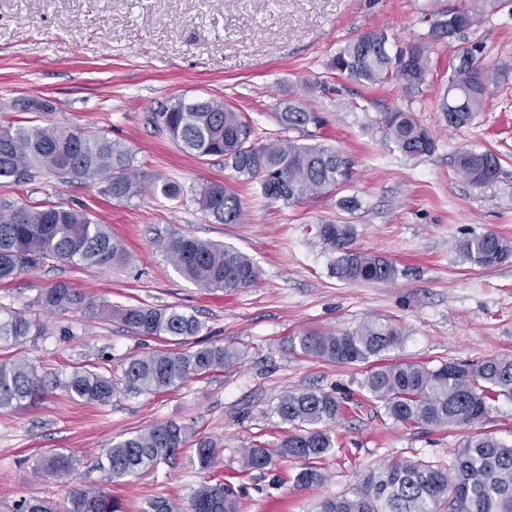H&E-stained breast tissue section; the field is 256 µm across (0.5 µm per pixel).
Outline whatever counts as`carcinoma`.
<instances>
[{
	"instance_id": "carcinoma-1",
	"label": "carcinoma",
	"mask_w": 512,
	"mask_h": 512,
	"mask_svg": "<svg viewBox=\"0 0 512 512\" xmlns=\"http://www.w3.org/2000/svg\"><path fill=\"white\" fill-rule=\"evenodd\" d=\"M476 9L448 11L433 27L430 38L460 36L469 29ZM429 43L419 42L391 52L388 36L366 30L340 48L329 68L360 83L376 85L388 80L408 93H418L427 81ZM492 69L482 63L476 50L465 49L448 79L440 106L448 126L470 124L483 110ZM23 112H49L47 100L21 98ZM282 135L259 137L247 117L213 97L177 99L152 116L181 149L196 158H224L237 177L257 182L264 197L286 203L300 202L333 190L344 189L354 178L353 160L319 143H305L292 133L313 139L325 125V117L303 102L290 98L276 113ZM385 137L409 158L431 155L436 140L413 113L402 109L387 112ZM454 167L467 183L485 188L500 177L499 157L471 149L458 151ZM53 174L69 183L95 186L116 201H130L145 191L134 166L132 150L121 140L81 127L7 125L0 127V179L19 181L33 172ZM199 208L219 224H239L243 209L237 194L221 182H211L196 193ZM316 236L330 254V272L337 280L354 285L389 283L396 265L379 255L352 249L350 224H319ZM157 249L186 280L207 290L233 292L257 280L252 260L234 247L187 234L157 240ZM463 260L493 268L512 258V242L492 230L459 242ZM129 255L107 225L81 208L43 202L37 205L0 206V281L23 270H35L50 262L118 269ZM84 298L58 282L42 289L34 304L50 313L80 308L88 316L116 317L126 327L146 336L187 340L200 334L203 323L174 307H130L116 312L83 305ZM43 331L36 319L23 311L0 316V345L20 344ZM298 354L336 364L365 363L374 358L362 388L383 403L387 415L404 426L458 428L466 431L448 462L424 459L395 460L364 475L349 493L322 499L317 512H512V441L490 433L471 432L469 427L485 419L493 402L512 400V357L479 362L448 361L438 367L415 362H385L383 357L401 346L399 324L382 319L350 330H303L289 339ZM240 358L229 345L208 343L184 352L156 350L127 362L124 382L132 392H161L191 376H204ZM73 399L106 403L115 385L112 377L94 368L74 371L62 383ZM46 389L45 380L25 362L0 363V410L27 407ZM273 413L288 425V435L273 450L262 443L244 449L245 467L263 471L273 455L303 462L297 483L307 486L322 481L317 461L334 448L330 426L343 413L342 401L320 389L287 392L278 398ZM189 427L173 421L154 425L144 433L126 437L103 451L100 465L110 478L139 475L166 463L187 439ZM200 468L213 464L218 448L210 438L196 442ZM44 475L64 477L74 470L73 457L50 452L36 462ZM190 512H240L237 489L217 482L191 490ZM16 512H121L112 494L97 488H76L66 500L49 507L37 499L23 500Z\"/></svg>"
}]
</instances>
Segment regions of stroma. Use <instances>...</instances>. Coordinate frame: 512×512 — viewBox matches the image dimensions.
Masks as SVG:
<instances>
[{
    "label": "stroma",
    "instance_id": "obj_1",
    "mask_svg": "<svg viewBox=\"0 0 512 512\" xmlns=\"http://www.w3.org/2000/svg\"><path fill=\"white\" fill-rule=\"evenodd\" d=\"M471 0H0V125L90 127L122 140L136 155L145 183L172 180L171 199L145 191L119 203L97 188L61 183L50 174L15 183L0 180V204L43 201L81 207L109 225L130 256L119 270L49 264L0 283V313L40 317L43 336L0 347V361L34 366L49 388L37 404L0 410V512L23 499L64 501L71 489L95 486L145 512L162 498L187 512L192 488L224 480L243 492L241 512H312L321 499L352 491L360 476L402 457L447 461L461 433L395 423L361 384L367 367L304 358L288 336L308 329H353L392 319L405 333L396 361L430 366L452 360L512 356V259L483 269L463 261L456 246L492 230L512 240V9H479L464 37L433 42L430 72L418 93L395 82L361 85L331 71L339 48L367 30L385 32L397 49L428 39L434 23ZM481 48L497 79L471 124L449 127L438 103L463 47ZM224 99L275 134L281 102L296 97L327 119L325 146L354 161L344 193L299 203L271 201L257 185L237 179L219 157L182 152L150 120L175 98ZM20 98L49 100V112H21ZM403 109L428 128L435 152L409 159L385 140V113ZM499 155L498 182L477 188L453 168L459 149ZM210 182L230 186L243 204L239 224H216L193 199ZM358 209H343L342 195ZM323 222L353 225L354 249L392 261L390 283L347 285L329 271L330 257L315 235ZM172 233L230 244L259 271L255 284L232 293L207 291L184 279L152 242ZM63 282L94 304L115 308L173 306L196 315L206 342L238 348L224 370L190 378L163 393L121 388L130 358L182 343L139 334L116 320L77 310L40 312V289ZM96 365L118 387L108 403L71 399L59 380ZM320 389L345 400L331 431L336 446L317 463L324 479L303 486L300 461L275 458L263 471L242 468L241 451L261 441L276 446L287 434L272 409L290 391ZM165 421L191 428L192 440L173 463L110 480L94 460L122 437ZM211 438L219 455L208 469L195 460V440ZM48 451L72 455L64 479L36 472Z\"/></svg>",
    "mask_w": 512,
    "mask_h": 512
}]
</instances>
